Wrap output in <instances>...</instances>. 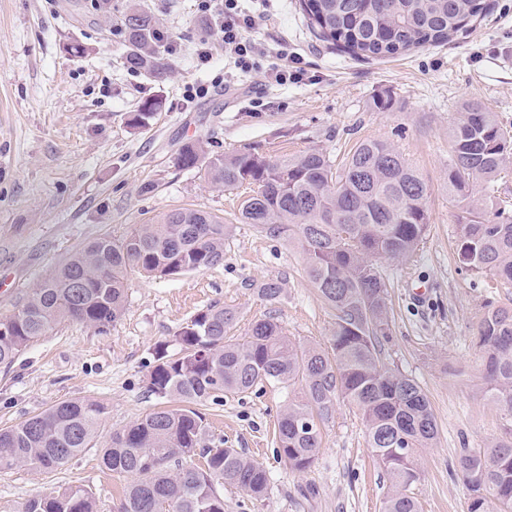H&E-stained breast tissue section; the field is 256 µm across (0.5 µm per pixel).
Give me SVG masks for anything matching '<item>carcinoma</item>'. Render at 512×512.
I'll use <instances>...</instances> for the list:
<instances>
[{"label":"carcinoma","mask_w":512,"mask_h":512,"mask_svg":"<svg viewBox=\"0 0 512 512\" xmlns=\"http://www.w3.org/2000/svg\"><path fill=\"white\" fill-rule=\"evenodd\" d=\"M308 26L322 41L350 54L392 58L425 45L443 44L486 6L483 0H300ZM121 30L125 65L157 83L170 73L154 16L128 11ZM204 165L207 181L226 191L247 186L237 220L267 236L297 244L303 274L335 311L327 343L288 336L270 313L239 338L234 307L213 305L177 331L174 353L158 349L148 392L166 401L120 430L100 449L106 469L128 478L119 512H224L220 487L229 484L252 499L265 497L267 470L223 442L205 444L199 407L226 395L266 385L288 390L277 419L279 456L303 473L314 464L322 428L340 403L354 406L366 442L389 486L382 512H420L412 486L420 457L438 434L420 385L382 357L390 335L388 289L380 259L405 260L422 245L428 224L426 181L386 141L358 143L339 166L310 150L283 158L245 151L205 156L187 143L177 165ZM512 164V130L478 103H467L452 131L448 198L458 209L459 262L512 286V214L498 202V181ZM230 225L211 213L176 208L123 235H104L72 252L52 273L0 316V366L10 367L56 325L77 321L107 331L123 314L129 271L173 276L224 264ZM284 284L256 287L274 305ZM486 393L512 423V306H488L476 327ZM106 407L68 399L17 425L0 429V471L28 468L52 473L92 447ZM204 465L193 463L195 456ZM455 475L470 492L469 512H512V442L463 451ZM21 512H98L92 491L66 487L26 500Z\"/></svg>","instance_id":"cac0c4a2"}]
</instances>
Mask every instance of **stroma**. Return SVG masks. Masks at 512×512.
Segmentation results:
<instances>
[{
    "instance_id": "35a3bbf8",
    "label": "stroma",
    "mask_w": 512,
    "mask_h": 512,
    "mask_svg": "<svg viewBox=\"0 0 512 512\" xmlns=\"http://www.w3.org/2000/svg\"><path fill=\"white\" fill-rule=\"evenodd\" d=\"M483 17L466 32L385 60H364L315 39L298 0H276L260 28L267 40L287 39L308 77L285 87L262 72L224 88V44L196 0H139L168 34L172 73L164 83L124 64L114 30L129 0L108 11L91 0H0V316L69 253L173 208L202 209L231 219L239 192L211 186L200 170L176 165L180 149L208 153L247 147L272 157L308 150L331 161L364 139L390 143L429 187L428 230L411 258L382 262L392 309L385 361L418 382L434 411L438 435L421 453L414 492L421 512H468L469 492L454 474L466 448L512 438L485 396L474 328L486 304L512 305V288L461 266L457 209L448 198L451 129L468 101L512 126V0H485ZM209 42L212 59L197 50ZM79 44L83 54L69 53ZM208 87L189 101L185 84ZM392 109L380 112L377 99ZM161 100L145 124L131 126L141 102ZM300 250L252 224H235L223 265L170 277L131 273L124 314L106 333L64 322L0 367V429L58 401L102 402L101 439L157 407L147 390L156 348L172 344L193 315L219 304L237 308L235 335L275 311L288 336L326 343L334 316L302 276ZM278 279L286 288L269 306L255 293ZM285 390L265 386L226 396L206 410L208 441H223L262 464L267 495L247 499L223 488L224 512H381L387 491L356 408L344 404L324 427L314 466L288 470L276 439ZM127 483L87 449L57 472H0V512H19L33 495L68 486L94 492L98 512H117Z\"/></svg>"
}]
</instances>
